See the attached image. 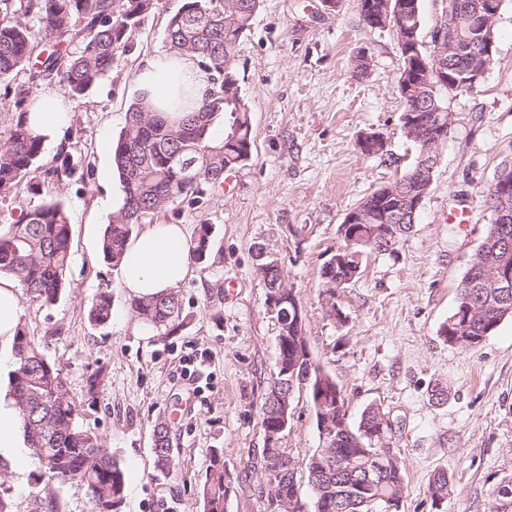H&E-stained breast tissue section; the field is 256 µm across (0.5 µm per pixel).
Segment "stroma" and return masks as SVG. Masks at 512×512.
I'll return each mask as SVG.
<instances>
[{
  "mask_svg": "<svg viewBox=\"0 0 512 512\" xmlns=\"http://www.w3.org/2000/svg\"><path fill=\"white\" fill-rule=\"evenodd\" d=\"M182 3L159 0L118 70L85 96H70L56 80L39 86L66 96L72 117L60 141L82 159L74 176L40 192L68 214L71 260L59 299L23 302L21 326L38 340L60 329L45 354L61 368L84 425L126 469L124 512H202L197 487L214 448L223 449L234 479L227 512H266L251 461L264 446L259 412L278 356V323L256 271L262 248L278 258L306 313L311 354L342 389L349 425L373 405L392 421L406 471L401 512H512V318L472 350L438 335L492 222L482 192L512 162V0L497 22L493 66L478 87L447 100L451 125L412 231L395 254L368 255L359 278L340 290L341 325L318 302L320 269L341 243L338 226L410 171L419 152L400 120L402 60L390 29L363 23L358 0H261L233 60L251 111L252 152L231 171V186L165 215L192 237L211 225L212 238L207 260L178 289L185 328L161 336L135 316L118 269L101 257L116 182L101 141L118 136L143 93L141 60L166 55L167 21ZM362 50L370 67L360 76L352 59ZM364 132L382 134L383 151L362 154L356 141ZM231 281L238 288L230 300ZM103 292L112 318L97 326L89 310ZM203 355L210 377L187 397L183 367ZM159 420L170 427L168 470L157 468L153 453ZM283 445L297 455L321 445L307 389L294 392ZM438 471L449 484L435 508L429 481Z\"/></svg>",
  "mask_w": 512,
  "mask_h": 512,
  "instance_id": "obj_1",
  "label": "stroma"
}]
</instances>
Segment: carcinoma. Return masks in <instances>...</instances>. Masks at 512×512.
<instances>
[{
  "label": "carcinoma",
  "mask_w": 512,
  "mask_h": 512,
  "mask_svg": "<svg viewBox=\"0 0 512 512\" xmlns=\"http://www.w3.org/2000/svg\"><path fill=\"white\" fill-rule=\"evenodd\" d=\"M461 9L452 16L450 27L466 34L472 20L482 12L484 0H459ZM157 0H0V82L13 81L19 73L28 80L15 94V106H25L35 86L45 79L58 78L73 95L85 94L93 85L119 67L129 40L142 18ZM260 0H184L168 19L165 40L175 54L189 53L199 65L209 85L200 105L176 123L153 111L144 94L126 113L125 125L112 142V163L118 175L123 205L106 225L102 253L106 262L117 267L122 259L133 226L151 224L174 204L197 206L224 184V172L237 168L251 155L253 146L250 110L242 95L231 94L224 102L223 73H232V61L240 38L249 30ZM408 8L395 11L391 3L388 27L420 29V6L405 0ZM37 18L33 29L24 17ZM77 52H64L75 42ZM53 44L47 54L42 46ZM46 55L40 65L33 59ZM442 61L459 73L480 66V50L449 37ZM413 85L405 99L404 111L421 112L443 125L448 123L447 91L416 71L407 75ZM227 116L224 137L216 139L211 129L216 119ZM43 141L33 134L23 115H18L6 139H0V195L19 193L21 185L35 193L40 179L61 182L72 176V155L61 152V164L39 171ZM431 155H418L415 166L390 183L392 199L380 203L384 211L393 210L404 223L393 238L360 244L356 266L365 255L391 253L410 231L415 218L408 210L411 194L419 189V167ZM188 161L199 175L189 180L177 161ZM485 203L493 216L492 224L469 268L459 292L471 296L468 308L458 301L448 321L439 328L443 342L469 350L479 346L507 317H512V282L496 284L492 272L512 271V196L506 201L493 198L487 187ZM71 225L63 206L43 201L29 207L21 220L0 228V274L15 278L33 303L51 305L60 297L68 270ZM211 228L201 225L191 247V260L203 262L210 250ZM266 286V297L278 292L284 275L273 259L259 261ZM131 308L136 316L161 334L170 336L185 326L182 301L177 290L150 299L135 298ZM112 316V298L98 295L89 311L96 324H107ZM306 336L288 337L278 345L274 376L269 382L260 408L263 431H276L284 382L295 379L306 383L316 419L330 421L333 430L322 439V446L297 462L288 449L262 448L254 457L253 468L266 478L275 468V485L265 487L268 512H305L298 498L296 470L304 472L313 495V512H400L405 484L401 458L386 469H374L369 444L362 428L377 427L383 414L379 407L363 412L357 429L339 428L336 417L347 412L345 397L336 381L305 348ZM15 369L9 376L19 412V427L27 438L30 463L36 476L35 500L43 512H58L57 489L76 484L84 487L92 512H123L126 497V472L110 455L99 437L80 421V413L70 395L62 370L44 355L40 343L18 329L15 341ZM157 466L172 465L169 426L158 423L153 432ZM432 505L448 494V477L434 475L429 485ZM233 492L230 473L224 467V449H211L200 487L203 512H225Z\"/></svg>",
  "instance_id": "carcinoma-1"
}]
</instances>
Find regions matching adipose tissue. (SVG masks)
I'll use <instances>...</instances> for the list:
<instances>
[{
    "label": "adipose tissue",
    "mask_w": 512,
    "mask_h": 512,
    "mask_svg": "<svg viewBox=\"0 0 512 512\" xmlns=\"http://www.w3.org/2000/svg\"><path fill=\"white\" fill-rule=\"evenodd\" d=\"M137 81L149 92L153 109L166 113L174 121L191 111L205 90L197 60L188 53L146 59ZM69 116V106L52 92L33 96L27 106L28 126L51 143ZM190 248V238L182 225H147L127 244L119 268L122 286L138 298L178 288L190 273ZM21 315L14 278L0 277V373L12 366L8 349L15 339ZM18 420L13 396L0 393V455L13 458L17 471L21 472L27 462L21 453L25 440Z\"/></svg>",
    "instance_id": "obj_1"
}]
</instances>
